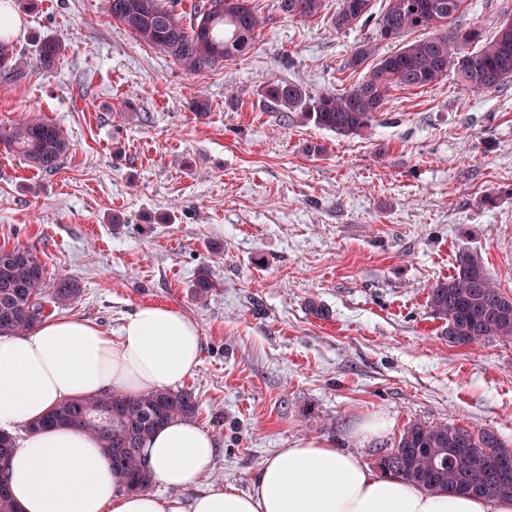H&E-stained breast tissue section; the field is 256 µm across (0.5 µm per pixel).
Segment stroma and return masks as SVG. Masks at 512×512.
I'll list each match as a JSON object with an SVG mask.
<instances>
[{"label":"stroma","mask_w":512,"mask_h":512,"mask_svg":"<svg viewBox=\"0 0 512 512\" xmlns=\"http://www.w3.org/2000/svg\"><path fill=\"white\" fill-rule=\"evenodd\" d=\"M257 2L251 53L188 75L104 0H12L19 53L54 37L70 50L58 69L0 85V125L58 122L74 151L47 175L0 149V247L35 248L47 278L82 287L53 318L114 335L151 304L198 324L201 363L182 387L218 444L205 487L250 490L307 438L373 466L416 422L488 430L512 449V340L451 344L428 301L463 252L512 295V83L467 92L450 75L392 91L357 137L286 119L263 87L349 88L369 32L332 28L341 0L306 21ZM203 267L217 289L198 299ZM375 418L388 429L358 440Z\"/></svg>","instance_id":"1"}]
</instances>
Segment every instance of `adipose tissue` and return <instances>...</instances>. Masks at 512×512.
Returning a JSON list of instances; mask_svg holds the SVG:
<instances>
[{
    "label": "adipose tissue",
    "mask_w": 512,
    "mask_h": 512,
    "mask_svg": "<svg viewBox=\"0 0 512 512\" xmlns=\"http://www.w3.org/2000/svg\"><path fill=\"white\" fill-rule=\"evenodd\" d=\"M201 346L195 321L160 305L137 308L115 335L60 318L0 338V430L29 428L4 474L19 512H512L511 498L434 494L321 438L279 449L247 493L208 489L184 501L128 492L87 433L32 427L66 400L174 389L198 367ZM217 452L211 432L181 420L152 437L146 462L154 483L182 489L205 478Z\"/></svg>",
    "instance_id": "adipose-tissue-1"
}]
</instances>
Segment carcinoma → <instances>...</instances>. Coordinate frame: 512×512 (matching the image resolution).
I'll use <instances>...</instances> for the list:
<instances>
[{
    "instance_id": "1",
    "label": "carcinoma",
    "mask_w": 512,
    "mask_h": 512,
    "mask_svg": "<svg viewBox=\"0 0 512 512\" xmlns=\"http://www.w3.org/2000/svg\"><path fill=\"white\" fill-rule=\"evenodd\" d=\"M214 10L216 0H200L185 16L169 0H106V12L122 29L142 43L164 53L188 75L202 73L253 49L256 31L264 20L254 0ZM467 0H385L384 10L371 12V0H341L331 25L346 31L372 24L375 36L360 44L347 67L376 62L365 76L343 91L316 94L293 82H273L262 97L285 113L298 112L314 126L342 136H358L371 127L391 92L420 89L438 83L454 71L456 81L468 91H497L512 81V17L496 24L494 35L482 40L478 26L457 23ZM327 8L326 0H277V10L287 16L313 19ZM430 30L422 39L403 40L416 30ZM402 41L395 52L377 55L381 41ZM482 42L477 51L466 47ZM68 53L59 39H44L34 59L17 53L8 37L0 36V81L16 82L31 64L58 68ZM0 145L41 173L55 174L73 152L68 131L50 120L24 116L0 127ZM198 298L214 288L209 272L200 270L193 283ZM82 290L68 279L46 278V262L29 247L0 248V338L28 333L47 317V304L69 306ZM430 308L445 326L454 328L458 345L490 337L512 339V316L504 318L501 306L512 296L501 291L482 262L469 253L459 255L455 272L431 285ZM199 405L193 392L183 389L127 395L112 391L75 398L54 407L42 420L28 426L73 427L97 440L123 479L125 490L146 491L152 476L146 464V447L153 434L179 419H193ZM16 447L14 437L0 432V473L5 472ZM504 449L490 432L477 434L463 427L409 425L397 444L378 458L384 473L401 477L430 491L512 498V473L504 476L494 455Z\"/></svg>"
}]
</instances>
